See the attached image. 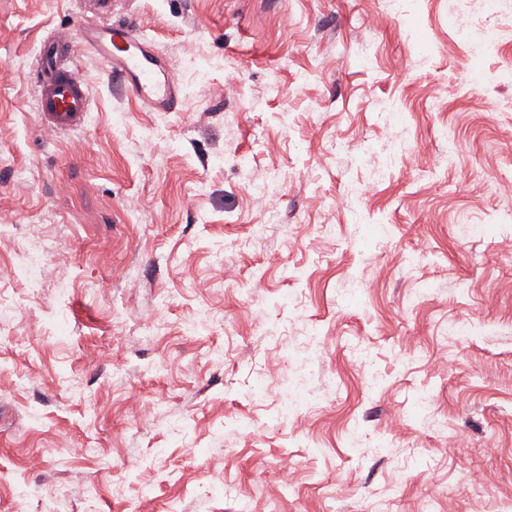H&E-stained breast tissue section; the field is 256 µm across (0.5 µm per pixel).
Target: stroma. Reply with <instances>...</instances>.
Here are the masks:
<instances>
[{"label":"stroma","instance_id":"obj_1","mask_svg":"<svg viewBox=\"0 0 512 512\" xmlns=\"http://www.w3.org/2000/svg\"><path fill=\"white\" fill-rule=\"evenodd\" d=\"M89 16L0 0V512H512V12L112 0L182 104L56 131ZM59 55V42L44 43L37 55V102L42 120L55 130L66 131L83 123L89 97L81 69L58 66Z\"/></svg>","mask_w":512,"mask_h":512}]
</instances>
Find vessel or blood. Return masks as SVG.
Masks as SVG:
<instances>
[{
	"label": "vessel or blood",
	"instance_id": "vessel-or-blood-1",
	"mask_svg": "<svg viewBox=\"0 0 512 512\" xmlns=\"http://www.w3.org/2000/svg\"><path fill=\"white\" fill-rule=\"evenodd\" d=\"M94 6L95 21L81 30L82 49L109 69L121 91L157 112L176 109L182 101L179 86L152 42L136 36L132 25L113 22L111 0H94ZM59 55L58 43L47 42L37 56V102L42 120L66 131L83 123L89 97L81 69L60 67Z\"/></svg>",
	"mask_w": 512,
	"mask_h": 512
}]
</instances>
